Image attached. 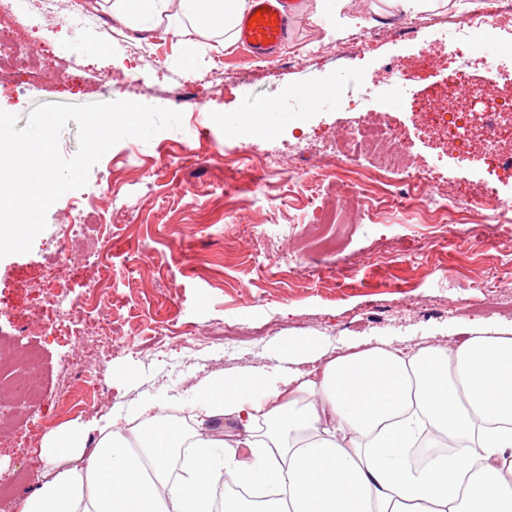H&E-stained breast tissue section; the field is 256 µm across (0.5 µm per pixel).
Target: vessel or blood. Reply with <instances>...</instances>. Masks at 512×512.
<instances>
[{
    "label": "vessel or blood",
    "mask_w": 512,
    "mask_h": 512,
    "mask_svg": "<svg viewBox=\"0 0 512 512\" xmlns=\"http://www.w3.org/2000/svg\"><path fill=\"white\" fill-rule=\"evenodd\" d=\"M298 4L299 0H253L254 9L262 11L263 19L243 20L237 35L239 44L255 57L278 60Z\"/></svg>",
    "instance_id": "vessel-or-blood-1"
}]
</instances>
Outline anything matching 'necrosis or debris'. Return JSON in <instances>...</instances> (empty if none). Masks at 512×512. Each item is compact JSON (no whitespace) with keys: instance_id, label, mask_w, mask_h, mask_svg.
<instances>
[{"instance_id":"necrosis-or-debris-1","label":"necrosis or debris","mask_w":512,"mask_h":512,"mask_svg":"<svg viewBox=\"0 0 512 512\" xmlns=\"http://www.w3.org/2000/svg\"><path fill=\"white\" fill-rule=\"evenodd\" d=\"M43 8L42 17L46 26L66 28L71 26H96L104 33H111L110 21L93 5V0H33ZM512 15V0H479L476 9L456 20L448 40L446 84L450 99L461 101L463 107L456 112L437 113L439 124L445 126L449 136L466 140L472 128H480L487 143V159L490 166L512 170V153L498 151L496 145L502 139L512 140V98H489L498 75L497 64H485L482 83L473 80L472 68L476 59V46L470 36L483 32L497 36L495 19ZM342 146L339 171L349 174L358 172L359 158L365 154L375 155L378 165L375 173L379 178L390 179L400 174L415 188L418 196L430 199V206L417 213L422 224H452L459 214L478 217L483 224H500L512 212V193L500 192L497 186L488 185L480 196L461 195L452 199L436 197L427 177L415 170L410 162L408 146L387 126H363L346 130L340 137ZM342 193L336 200V213L354 217L356 223L382 224L390 215L387 201L366 194L360 183L348 180L341 183ZM101 211L91 204H72L64 209L57 226L59 250L69 256L70 262L83 263L87 257L73 254L70 245L74 239L87 236L89 227L99 226ZM50 284L54 295L48 305L38 311L27 313L21 320L26 329L41 332L51 331L65 324H77L81 339L71 349L59 392V406L74 409L79 406L97 405L104 389L98 374V363L85 360L88 342H110L113 353L126 354L134 351L133 341L112 336V306L102 298L99 291H89L82 301L72 300L73 283L67 268L56 266L50 273ZM21 372L36 378L40 372V360L36 352L22 348L0 349V395L13 392L8 379Z\"/></svg>"}]
</instances>
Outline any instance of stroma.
Returning a JSON list of instances; mask_svg holds the SVG:
<instances>
[{
  "mask_svg": "<svg viewBox=\"0 0 512 512\" xmlns=\"http://www.w3.org/2000/svg\"><path fill=\"white\" fill-rule=\"evenodd\" d=\"M317 0H301L280 60L254 61L241 47L188 45L154 39L156 66H143L113 31L47 28L28 0H17L21 37L35 38L46 58H73L78 69L65 81H35L23 70L0 75V109L27 118L37 104L84 105L113 100L179 108L182 126L144 142L114 145L92 168L84 188L66 192L48 210L46 228L30 252L0 258V345L22 342L41 370L34 388L0 410V488L26 496L36 485V455L46 435L69 426L90 428L98 410L58 409L61 369L75 341L70 332L19 336L23 313L49 300L48 264H64L54 232L73 202L97 200L114 218L104 228L108 259L70 271L75 284L112 287V324L138 340L133 353L112 357L100 383L120 416L161 405L179 413V426H196V387L220 375L259 372L277 377L288 367V341L340 348L388 339L412 346L447 345L460 331L512 327V223L419 224L411 219L412 187L393 178L374 183L377 198L399 204L389 224L323 223L329 196L311 198L309 187L287 171H261L254 160L273 151L284 157L328 149L336 130L377 119L408 143L420 170L431 171L441 195L481 191L485 181L512 189V172L485 169L480 147L459 159L446 131L433 132L420 103L448 110L444 73L448 40L439 25L464 16L463 0L426 7L424 26L400 38L387 35L353 60L309 51L330 43L340 28L347 40L358 26L379 27L404 17L392 0H348L339 15L316 14ZM305 57L303 66L291 57ZM357 71L376 89L349 86ZM187 87L188 103L175 102L173 78ZM400 75L412 102L386 104L379 90ZM342 97L311 110L258 111L261 103L307 98L325 86ZM264 198H254V182ZM244 209L247 222L231 221ZM190 337L179 345V337Z\"/></svg>",
  "mask_w": 512,
  "mask_h": 512,
  "instance_id": "35a3bbf8",
  "label": "stroma"
}]
</instances>
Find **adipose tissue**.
Instances as JSON below:
<instances>
[{
	"instance_id": "obj_1",
	"label": "adipose tissue",
	"mask_w": 512,
	"mask_h": 512,
	"mask_svg": "<svg viewBox=\"0 0 512 512\" xmlns=\"http://www.w3.org/2000/svg\"><path fill=\"white\" fill-rule=\"evenodd\" d=\"M250 0H111L138 35H220ZM185 435L161 415L131 445L115 414L100 438L51 433L20 512H512V336L444 348L387 343L271 379L221 376L195 391ZM276 490L262 506L217 485Z\"/></svg>"
}]
</instances>
